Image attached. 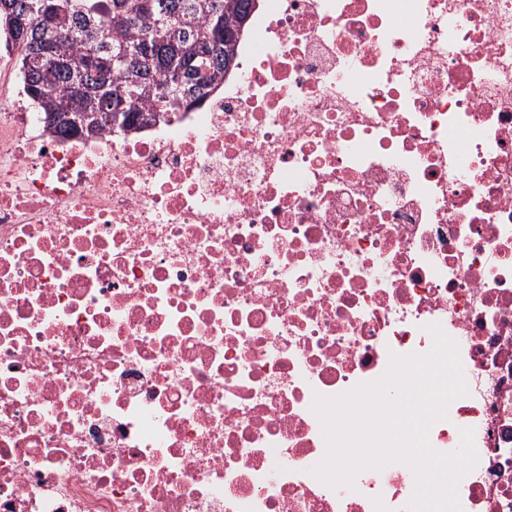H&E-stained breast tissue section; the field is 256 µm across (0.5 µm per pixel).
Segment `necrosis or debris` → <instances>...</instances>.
Masks as SVG:
<instances>
[{
  "label": "necrosis or debris",
  "instance_id": "4bbe7bcc",
  "mask_svg": "<svg viewBox=\"0 0 512 512\" xmlns=\"http://www.w3.org/2000/svg\"><path fill=\"white\" fill-rule=\"evenodd\" d=\"M455 342L463 512H512V0H258L202 102L63 138L0 101V512H409L316 396Z\"/></svg>",
  "mask_w": 512,
  "mask_h": 512
}]
</instances>
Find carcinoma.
Returning <instances> with one entry per match:
<instances>
[{"label": "carcinoma", "instance_id": "1", "mask_svg": "<svg viewBox=\"0 0 512 512\" xmlns=\"http://www.w3.org/2000/svg\"><path fill=\"white\" fill-rule=\"evenodd\" d=\"M0 0V33L20 50L26 95L43 114L75 112L95 134L171 119L234 63L253 0Z\"/></svg>", "mask_w": 512, "mask_h": 512}]
</instances>
